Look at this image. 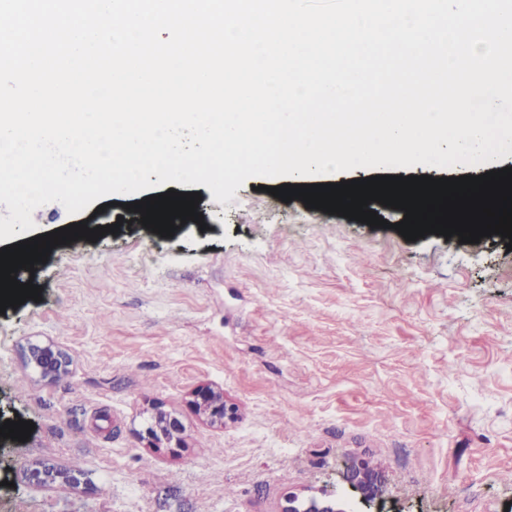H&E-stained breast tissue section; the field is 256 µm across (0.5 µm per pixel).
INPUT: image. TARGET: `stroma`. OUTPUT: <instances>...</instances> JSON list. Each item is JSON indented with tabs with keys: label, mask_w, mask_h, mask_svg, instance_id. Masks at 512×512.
I'll list each match as a JSON object with an SVG mask.
<instances>
[{
	"label": "stroma",
	"mask_w": 512,
	"mask_h": 512,
	"mask_svg": "<svg viewBox=\"0 0 512 512\" xmlns=\"http://www.w3.org/2000/svg\"><path fill=\"white\" fill-rule=\"evenodd\" d=\"M512 167L375 168L434 178ZM247 179L200 193L172 236L128 204L37 208L0 249L80 222L116 234L55 246L19 270L40 288L0 314V413L33 422L0 449V512H280L288 493L345 496L362 464L401 512H506L512 503V251L499 235L408 241L405 212L372 227L288 203ZM52 354L58 371L37 359ZM208 386L235 416L194 405ZM180 420L177 448L142 432Z\"/></svg>",
	"instance_id": "obj_1"
}]
</instances>
